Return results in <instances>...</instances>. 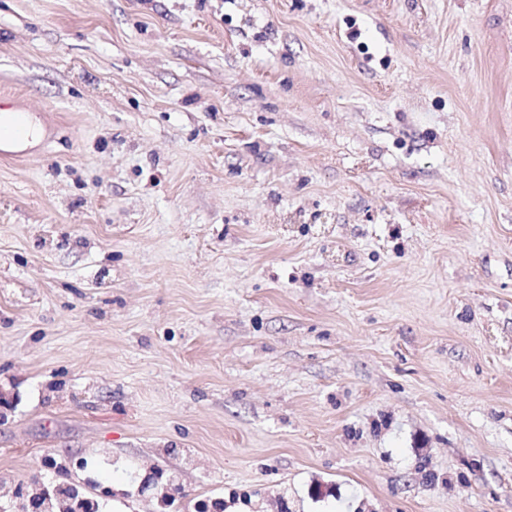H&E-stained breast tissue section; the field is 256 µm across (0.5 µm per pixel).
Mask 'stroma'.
<instances>
[{
	"label": "stroma",
	"mask_w": 512,
	"mask_h": 512,
	"mask_svg": "<svg viewBox=\"0 0 512 512\" xmlns=\"http://www.w3.org/2000/svg\"><path fill=\"white\" fill-rule=\"evenodd\" d=\"M1 94L0 504L512 512V0H0ZM60 484L42 482L36 492L38 497L18 491L16 501L9 506L11 512H97L96 502L85 494V485L68 484L69 495L60 494ZM54 505L57 510H54Z\"/></svg>",
	"instance_id": "obj_1"
}]
</instances>
